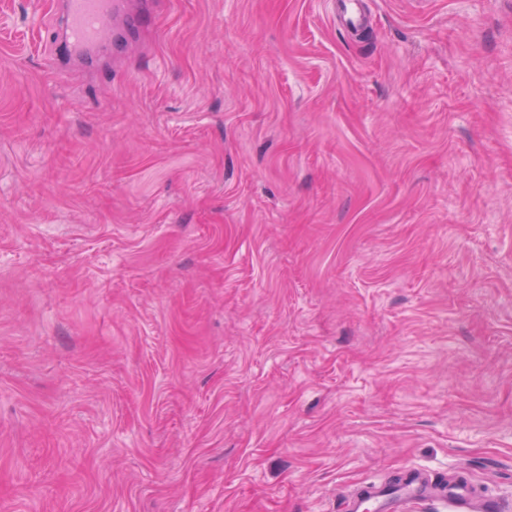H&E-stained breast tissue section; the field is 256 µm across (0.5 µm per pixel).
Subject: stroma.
I'll use <instances>...</instances> for the list:
<instances>
[{"mask_svg":"<svg viewBox=\"0 0 512 512\" xmlns=\"http://www.w3.org/2000/svg\"><path fill=\"white\" fill-rule=\"evenodd\" d=\"M358 7L0 0V512H512V0ZM59 6V40L61 51L70 56L94 59L90 51L112 39H119L135 33L142 26L157 25L158 17L153 13L141 16H129L125 20L124 31L114 29L110 32L108 20L113 14L125 16L128 12L121 0H62ZM83 53L81 54L80 52ZM369 490L353 501L349 506L351 512H400L401 505L408 498H417L435 492L436 485L428 480L420 481L410 478L400 485H368ZM454 494L456 496V500H462L461 505L459 507V511L467 512L476 510L479 512H498L499 506L496 500L490 498H484L478 504H474L469 499H466L468 496L467 486L464 483H459L455 488Z\"/></svg>","mask_w":512,"mask_h":512,"instance_id":"obj_1","label":"stroma"}]
</instances>
